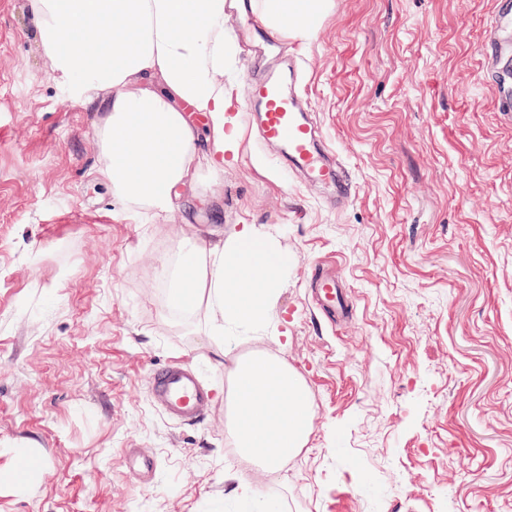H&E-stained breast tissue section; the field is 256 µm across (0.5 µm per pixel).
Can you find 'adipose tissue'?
<instances>
[{
	"label": "adipose tissue",
	"mask_w": 512,
	"mask_h": 512,
	"mask_svg": "<svg viewBox=\"0 0 512 512\" xmlns=\"http://www.w3.org/2000/svg\"><path fill=\"white\" fill-rule=\"evenodd\" d=\"M53 81L95 104L104 158L98 176L123 210L160 218L204 181L224 174L239 124L224 94V0H28ZM332 0H258L270 27L309 18L311 34ZM288 261L252 224L228 239L179 243L163 266L167 303L185 316L205 310L211 335L228 322L266 323ZM229 433L259 473L304 446L312 420L308 392L280 360L256 353L232 377Z\"/></svg>",
	"instance_id": "ef3b65f1"
}]
</instances>
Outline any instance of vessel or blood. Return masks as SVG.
<instances>
[{"label": "vessel or blood", "instance_id": "obj_1", "mask_svg": "<svg viewBox=\"0 0 512 512\" xmlns=\"http://www.w3.org/2000/svg\"><path fill=\"white\" fill-rule=\"evenodd\" d=\"M232 11L264 42L276 45L278 61L254 62L246 74V99L242 122L255 132L259 146L278 150V162L288 173L305 182L328 188L337 208L349 206L355 190L337 154L319 129L311 107L298 86L302 69L291 50V42H277L275 33L260 13L256 0H232ZM512 47V0H498L481 44L483 72L493 80L495 62ZM313 300L332 323L348 318L346 294L330 268L315 266L311 276ZM153 402L170 419L193 422L211 408V397L197 371L187 365L169 363L158 367L152 378Z\"/></svg>", "mask_w": 512, "mask_h": 512}]
</instances>
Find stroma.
<instances>
[{"mask_svg": "<svg viewBox=\"0 0 512 512\" xmlns=\"http://www.w3.org/2000/svg\"><path fill=\"white\" fill-rule=\"evenodd\" d=\"M27 2L0 0V512H248L226 393L253 352L310 394L306 445L259 480L280 512H512V123L479 52L495 0H334L300 39L303 89L354 183L346 209L245 135L202 202L159 224L97 179L96 114L49 78ZM225 27L238 110L243 26ZM241 224L288 276L268 326L224 343L204 313L168 308L159 261ZM316 262L346 286L344 323L309 300ZM172 361L213 391L199 422L150 400ZM131 448L151 485L131 481Z\"/></svg>", "mask_w": 512, "mask_h": 512, "instance_id": "35a3bbf8", "label": "stroma"}]
</instances>
